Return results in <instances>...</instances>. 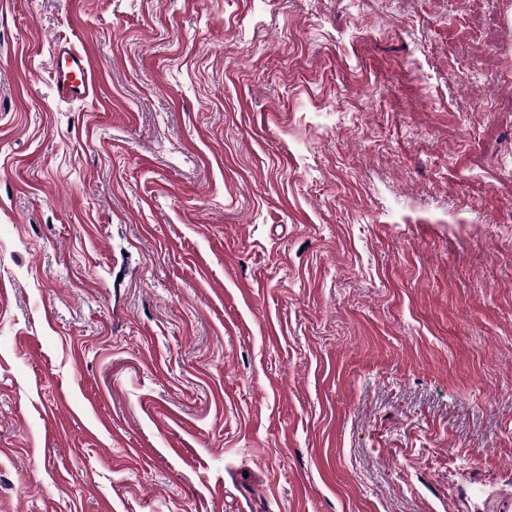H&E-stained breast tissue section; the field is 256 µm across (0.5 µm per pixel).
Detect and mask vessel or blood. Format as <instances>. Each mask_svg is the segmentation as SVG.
Wrapping results in <instances>:
<instances>
[{
	"label": "vessel or blood",
	"instance_id": "b4317fda",
	"mask_svg": "<svg viewBox=\"0 0 512 512\" xmlns=\"http://www.w3.org/2000/svg\"><path fill=\"white\" fill-rule=\"evenodd\" d=\"M52 80L59 98L83 100L98 96L99 71L88 53L74 47H61L55 52Z\"/></svg>",
	"mask_w": 512,
	"mask_h": 512
}]
</instances>
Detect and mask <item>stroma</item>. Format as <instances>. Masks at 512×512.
Masks as SVG:
<instances>
[{"label":"stroma","mask_w":512,"mask_h":512,"mask_svg":"<svg viewBox=\"0 0 512 512\" xmlns=\"http://www.w3.org/2000/svg\"><path fill=\"white\" fill-rule=\"evenodd\" d=\"M0 512H512V0H0ZM55 59L52 80L60 99L73 101L98 96L99 71L91 55L71 46L59 47Z\"/></svg>","instance_id":"obj_1"}]
</instances>
